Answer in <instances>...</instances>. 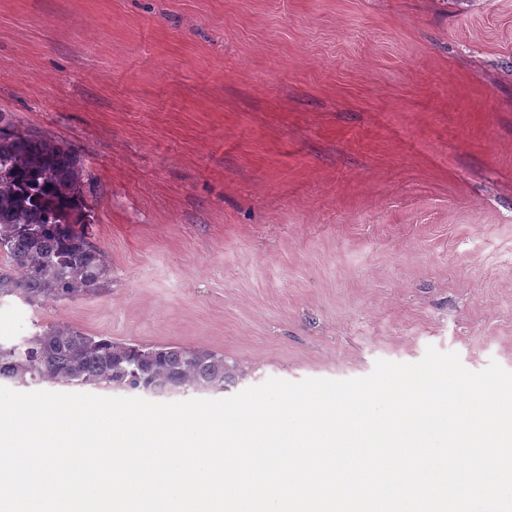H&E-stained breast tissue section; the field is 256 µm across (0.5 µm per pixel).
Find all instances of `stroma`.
I'll use <instances>...</instances> for the list:
<instances>
[{
  "instance_id": "obj_1",
  "label": "stroma",
  "mask_w": 512,
  "mask_h": 512,
  "mask_svg": "<svg viewBox=\"0 0 512 512\" xmlns=\"http://www.w3.org/2000/svg\"><path fill=\"white\" fill-rule=\"evenodd\" d=\"M0 112L80 153L98 296L0 299L345 380L512 371V0H0Z\"/></svg>"
}]
</instances>
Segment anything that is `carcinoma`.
Segmentation results:
<instances>
[{
	"label": "carcinoma",
	"mask_w": 512,
	"mask_h": 512,
	"mask_svg": "<svg viewBox=\"0 0 512 512\" xmlns=\"http://www.w3.org/2000/svg\"><path fill=\"white\" fill-rule=\"evenodd\" d=\"M85 166L71 145L35 138L0 113V298L30 306L91 296L112 282L89 240ZM240 370L204 348L124 345L68 324L0 343V378L23 386L124 387L146 394L222 390Z\"/></svg>",
	"instance_id": "obj_1"
}]
</instances>
